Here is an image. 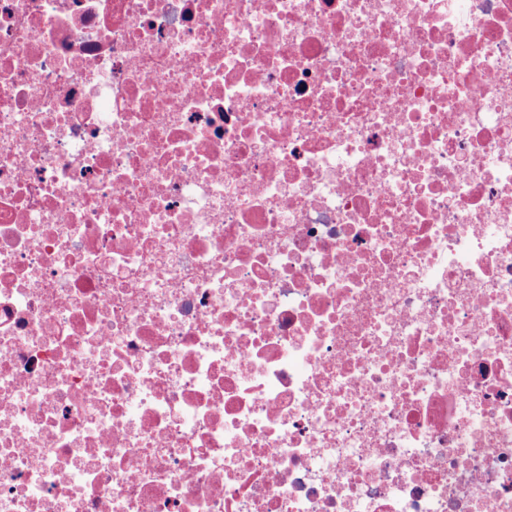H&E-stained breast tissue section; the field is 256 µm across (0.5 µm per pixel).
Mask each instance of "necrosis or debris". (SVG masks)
Segmentation results:
<instances>
[{
  "instance_id": "necrosis-or-debris-1",
  "label": "necrosis or debris",
  "mask_w": 512,
  "mask_h": 512,
  "mask_svg": "<svg viewBox=\"0 0 512 512\" xmlns=\"http://www.w3.org/2000/svg\"><path fill=\"white\" fill-rule=\"evenodd\" d=\"M0 512H512V0H0Z\"/></svg>"
}]
</instances>
